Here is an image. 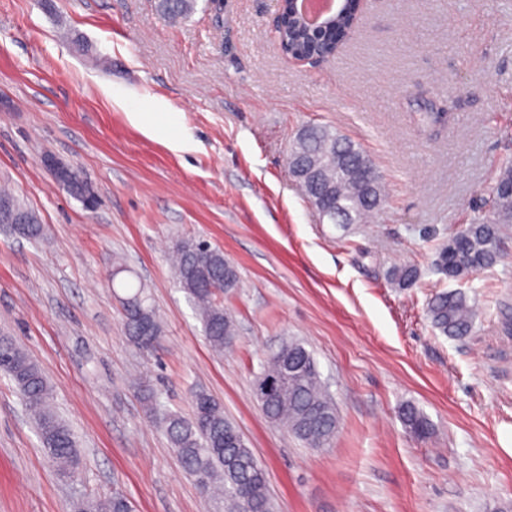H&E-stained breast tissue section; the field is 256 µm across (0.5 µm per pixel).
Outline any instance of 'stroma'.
I'll return each mask as SVG.
<instances>
[{
    "mask_svg": "<svg viewBox=\"0 0 512 512\" xmlns=\"http://www.w3.org/2000/svg\"><path fill=\"white\" fill-rule=\"evenodd\" d=\"M198 0L186 20L154 0H0V187L39 215L46 240L0 231V334L25 348L73 427L82 468L64 480L15 384L0 374V512H72L123 493L134 512H224L202 493L140 391L183 416L217 398L265 467L274 512H500L512 504V226L490 270L435 269L438 245L475 217L494 164L512 157V0H367L338 53L284 56L274 0ZM135 112H169V147ZM359 143L386 185L372 223L322 220L287 152L303 126ZM72 167L98 203L58 186ZM224 251L232 349L214 353L178 288L180 239ZM419 269L409 288L388 278ZM144 288L163 326L152 349L124 332ZM458 290L472 331L434 329L427 304ZM296 339L336 402L330 446L270 423L254 385ZM430 424L420 439L403 406ZM46 162L53 172L56 184L72 189L74 195L81 199L87 208H92L95 200L92 188L68 165L53 158H48Z\"/></svg>",
    "mask_w": 512,
    "mask_h": 512,
    "instance_id": "1",
    "label": "stroma"
}]
</instances>
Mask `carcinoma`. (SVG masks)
Listing matches in <instances>:
<instances>
[{"mask_svg":"<svg viewBox=\"0 0 512 512\" xmlns=\"http://www.w3.org/2000/svg\"><path fill=\"white\" fill-rule=\"evenodd\" d=\"M197 0H157L158 12L167 19L190 17ZM359 5L346 0L344 18L338 19L321 36L300 32L290 23L284 38L290 53L326 58L344 39ZM289 159L297 171L292 177L308 201L332 224H366L383 209L386 192L374 163L353 140L326 125H309L294 140ZM488 216L476 218L459 233L440 244L435 267L450 279L461 280L493 268L500 259L499 244L505 226L512 224V158L497 165L487 200ZM25 210L28 224H12L8 213ZM0 226L11 235L42 240L45 226L36 212L12 193L0 189ZM172 263L179 287L192 301L210 347L222 352L233 346L237 336L234 320L217 296L238 287V275L224 251L203 240L176 244ZM391 280L400 288L411 287L418 277L412 266H395ZM431 323L442 334L462 338L471 333L474 310L460 292H442L428 303ZM124 330L136 347L149 349L162 332L156 312L143 288L123 303ZM8 357L7 375L20 391L33 417L40 442L48 451L59 475H75L80 458L68 424L51 407L52 389L39 364L23 349L0 337V356ZM261 378H273L279 390L263 413L307 446L327 447L335 438L339 417L335 403L324 389L314 357L303 344L290 341L268 359ZM185 471L207 493L219 482L224 485L227 512H273L267 490V474L246 444L229 448L238 436L235 425L224 418V408L205 391L192 394L193 416L185 418L166 409L155 393L143 394ZM404 425L416 436L429 434V424L414 407L401 412ZM75 512H133L129 500L116 493L109 498L89 496L76 504Z\"/></svg>","mask_w":512,"mask_h":512,"instance_id":"obj_1","label":"carcinoma"}]
</instances>
